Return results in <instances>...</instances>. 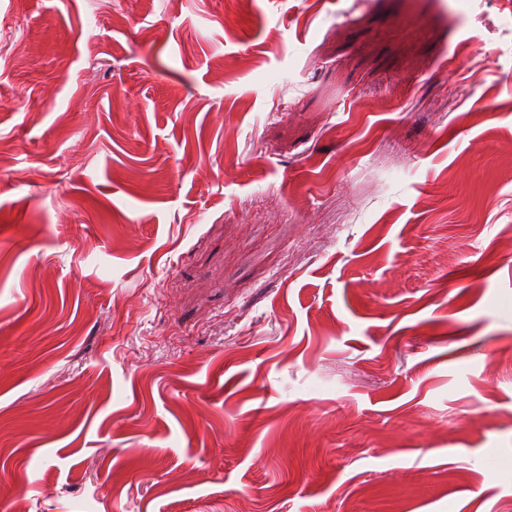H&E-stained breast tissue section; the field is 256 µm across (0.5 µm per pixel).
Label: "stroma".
<instances>
[{"label": "stroma", "mask_w": 512, "mask_h": 512, "mask_svg": "<svg viewBox=\"0 0 512 512\" xmlns=\"http://www.w3.org/2000/svg\"><path fill=\"white\" fill-rule=\"evenodd\" d=\"M0 512H512V0H0Z\"/></svg>", "instance_id": "1"}]
</instances>
